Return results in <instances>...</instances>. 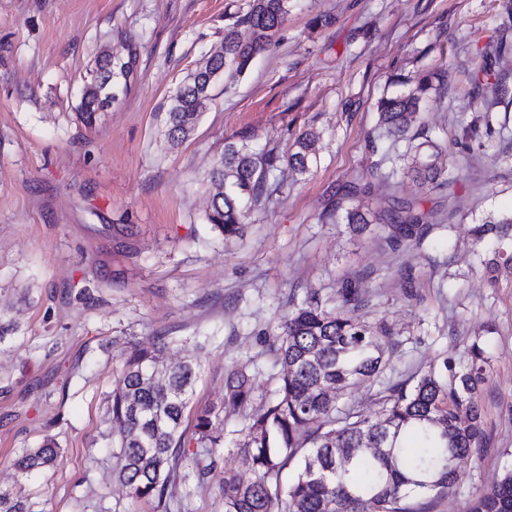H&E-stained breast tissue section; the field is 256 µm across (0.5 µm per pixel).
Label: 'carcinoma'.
Segmentation results:
<instances>
[{
  "label": "carcinoma",
  "mask_w": 512,
  "mask_h": 512,
  "mask_svg": "<svg viewBox=\"0 0 512 512\" xmlns=\"http://www.w3.org/2000/svg\"><path fill=\"white\" fill-rule=\"evenodd\" d=\"M289 13V0H247L246 9L224 29V58H212L201 73L212 86L221 78L243 75L253 59L271 44ZM124 74L126 62L106 59L86 87L80 109L93 121L112 89L114 69ZM448 83V71L437 68L420 76L406 94L378 103L380 126L394 141L407 140L409 151L371 167V177L402 184L408 178L423 188L453 189L458 176L439 164L442 149L432 140L409 135L416 114ZM203 101L196 81L185 79L172 98L169 128L192 123ZM316 135L305 132L295 142L290 163L300 172L315 156ZM405 161L404 166L397 162ZM278 157L257 155L245 144L229 142L210 173L214 184L227 182L212 200L208 221L226 238L240 233L245 198L259 200ZM352 231L379 226L387 246L397 250L421 242L428 233L429 214L401 195L380 211L358 205L346 212ZM479 238L512 240V215L489 219L476 227ZM366 306L359 281H348L326 307L312 296L280 321L273 350L281 365L275 397L245 413L251 399V374L236 367L224 385V406L243 414L233 452L251 463L253 478L241 480L224 462L219 491L224 512H422L408 500L443 495L460 477L459 464L483 434L480 410L472 399L481 381L484 350L470 349L471 367L454 370L448 360L431 366L415 381L389 384L379 397L381 411L370 420L339 399L350 388L377 380L387 365L379 337L387 326L372 325L360 311ZM167 337L156 336L149 347L132 344L112 391V421L119 426L116 479L131 498L153 503L156 512H171L181 464L190 444H196L195 476L210 481L216 470V448L223 433L213 409L197 412L184 425L189 395L199 364L169 367L165 386L150 376L161 363ZM56 443L47 438L14 461L23 475L53 466ZM0 512H34L28 500L0 490ZM470 512H512V467L480 495Z\"/></svg>",
  "instance_id": "obj_1"
}]
</instances>
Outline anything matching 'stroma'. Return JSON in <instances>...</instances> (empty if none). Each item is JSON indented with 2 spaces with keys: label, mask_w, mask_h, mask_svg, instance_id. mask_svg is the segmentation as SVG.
<instances>
[{
  "label": "stroma",
  "mask_w": 512,
  "mask_h": 512,
  "mask_svg": "<svg viewBox=\"0 0 512 512\" xmlns=\"http://www.w3.org/2000/svg\"><path fill=\"white\" fill-rule=\"evenodd\" d=\"M244 3L0 0V488L37 512H154L114 476L110 394L131 345L164 335L165 363L200 362L187 418L215 408L237 430L242 415L223 406L233 366L251 367L252 406L272 398L276 323L358 278L364 320L390 330L382 381L445 359L462 372L472 345L485 351L483 439L448 494L413 500L469 512L512 466V268L489 271L498 243L474 232L512 214V162L500 160L512 155V0H291L272 43L244 75L218 80L194 130L172 143L173 95ZM111 54L132 69L84 123L83 92ZM441 66L448 86L418 122L459 181L450 192L405 181L434 222L421 244L394 251L377 227L350 231L349 189L371 183L373 207L391 205L392 187L369 171L407 144L379 136L377 102ZM308 130L317 162L302 174L288 157ZM229 142L279 161L227 239L207 214ZM47 438L57 464L21 475L15 458ZM193 469L185 457L182 512H224L217 482L197 483Z\"/></svg>",
  "instance_id": "stroma-1"
}]
</instances>
